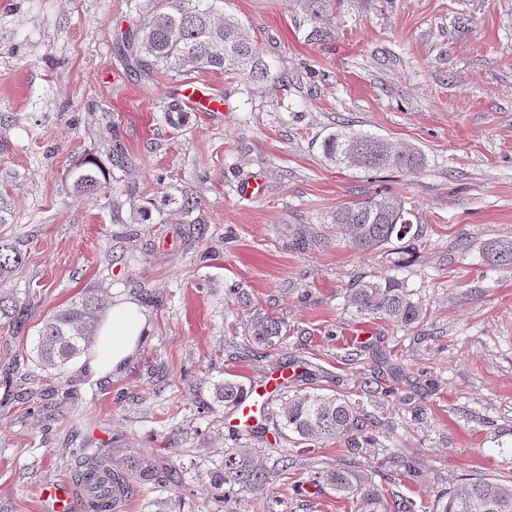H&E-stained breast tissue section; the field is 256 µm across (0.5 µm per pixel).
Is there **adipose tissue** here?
<instances>
[{
	"label": "adipose tissue",
	"instance_id": "adipose-tissue-1",
	"mask_svg": "<svg viewBox=\"0 0 512 512\" xmlns=\"http://www.w3.org/2000/svg\"><path fill=\"white\" fill-rule=\"evenodd\" d=\"M149 334L146 316L137 303L120 300L109 309L99 330V343L86 359L90 372L101 375L122 368Z\"/></svg>",
	"mask_w": 512,
	"mask_h": 512
}]
</instances>
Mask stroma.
Here are the masks:
<instances>
[{
    "instance_id": "35a3bbf8",
    "label": "stroma",
    "mask_w": 512,
    "mask_h": 512,
    "mask_svg": "<svg viewBox=\"0 0 512 512\" xmlns=\"http://www.w3.org/2000/svg\"><path fill=\"white\" fill-rule=\"evenodd\" d=\"M156 0H0V232L24 262L10 286L29 297L22 328L0 321V512H42L45 485L92 461L143 453L181 469L184 512H210L194 479L227 447L293 461L276 489L294 512H351L333 493H300L310 471L353 467L387 493L430 502L475 476L512 480V267L488 265L485 243L512 239V0H335L333 34L306 39L297 0H224L252 25L285 89H245L200 71L222 112L166 113L180 78L128 63L126 31ZM421 149V171L329 164L323 139L341 126ZM131 159L112 165V142ZM97 159L111 191L72 193L67 172ZM259 179L261 192L240 186ZM401 195L425 231L412 261L354 249L336 208ZM185 193L204 234L160 205ZM308 250H294L298 234ZM396 270L419 300L399 331L358 317L347 288ZM95 288L132 298L151 332L119 371L79 361L44 370L43 317ZM280 318L288 342L253 347V310ZM287 393H352L395 462L276 435L238 437L214 384L236 377L269 391L286 364ZM53 391L51 403L33 389Z\"/></svg>"
}]
</instances>
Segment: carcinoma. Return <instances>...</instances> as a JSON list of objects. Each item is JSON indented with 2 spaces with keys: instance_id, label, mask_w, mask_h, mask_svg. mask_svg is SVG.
Returning a JSON list of instances; mask_svg holds the SVG:
<instances>
[{
  "instance_id": "cac0c4a2",
  "label": "carcinoma",
  "mask_w": 512,
  "mask_h": 512,
  "mask_svg": "<svg viewBox=\"0 0 512 512\" xmlns=\"http://www.w3.org/2000/svg\"><path fill=\"white\" fill-rule=\"evenodd\" d=\"M308 25L306 38L321 42L332 37V0H299ZM223 0H161L156 11L136 32L129 35L127 48L140 67H159L178 75L210 70L234 75L248 84H262L275 91L279 77L271 72L252 28L233 14L224 12ZM326 160L337 166L366 171L394 170L416 172L425 168L426 156L413 146H394L381 137L352 131H336L322 143ZM69 186L81 197H94L107 189L106 175L92 158L73 165L68 172ZM164 205L189 216L200 209L197 198L183 194L166 195ZM414 212L396 195H380L342 205L332 216L336 228L356 250L369 253L379 248L400 252L401 245H415L423 234L422 225L413 222ZM485 256L492 264L512 265V240L490 242ZM19 242L0 234V320L21 326L28 317V304L7 287L22 263ZM348 303L356 314L405 328L420 321L421 306L405 281L388 272L356 281L349 288ZM104 300L99 291L86 288L75 300L46 316L38 331L36 354L39 363L63 371L71 361L91 349L98 341ZM245 339L269 349L288 338L287 325L267 314L256 312L244 324ZM248 397L238 380L226 379L214 385L213 400L232 410ZM274 434H291L303 444L339 441L357 454L364 448L379 446L368 428L358 404L347 395L322 392L296 393L268 414ZM125 471L111 474L115 482L129 485L125 472H132L141 485L159 481L151 457L137 454L123 462ZM288 471V454L281 467L269 468L253 452L226 448L220 460L201 467L195 480L205 500L230 504L226 512L248 499L268 502L266 512H290L288 503L275 495V485ZM305 484L312 491L328 490L351 501L352 512H421L413 499L389 498L362 472L349 468L316 471ZM179 495H160L149 503L151 512H182ZM433 512H512V481L471 477L457 488L437 497Z\"/></svg>"
}]
</instances>
